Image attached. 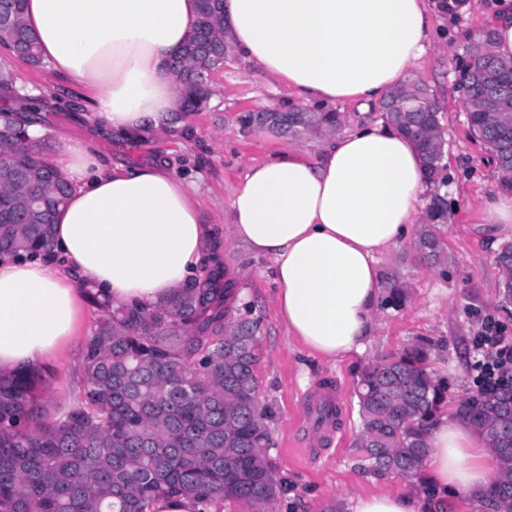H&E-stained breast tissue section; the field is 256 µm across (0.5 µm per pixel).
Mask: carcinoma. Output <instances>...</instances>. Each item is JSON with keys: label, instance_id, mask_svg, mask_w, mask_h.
Listing matches in <instances>:
<instances>
[{"label": "carcinoma", "instance_id": "cac0c4a2", "mask_svg": "<svg viewBox=\"0 0 512 512\" xmlns=\"http://www.w3.org/2000/svg\"><path fill=\"white\" fill-rule=\"evenodd\" d=\"M224 0H198L197 23L168 61L180 93V112H200L211 71L224 65ZM4 46L32 68L45 65L25 19L24 0H0ZM512 59L497 56L487 31L456 57L455 89L466 93L469 128L490 151L499 187L512 191ZM405 112H382L385 121L420 152L430 200L418 239L420 257L446 263L435 233L448 223L445 142L429 90L412 84ZM301 119L328 130L338 112H303ZM0 161L20 176L0 173V259L51 256L53 216L69 195L62 172L43 156L18 119L0 112ZM496 262L503 295L512 297V243ZM217 266L163 304L145 309L112 307L87 337L80 366L82 387L60 421L45 418L46 375L18 372L0 377V512H147L163 496L194 500L208 512L217 500H243L267 512L282 481L272 458L270 410L258 403L255 366L260 359L258 323L231 317L235 288ZM406 300L395 279L385 305ZM434 344L416 341L367 366L358 381L364 469L420 474L426 434L441 411L445 386L430 368ZM512 397L498 391L463 398L458 416L486 439L512 424ZM496 475L474 497L494 512H512V449L496 453Z\"/></svg>", "mask_w": 512, "mask_h": 512}]
</instances>
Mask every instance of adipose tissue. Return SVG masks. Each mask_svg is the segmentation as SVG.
Here are the masks:
<instances>
[{"label": "adipose tissue", "mask_w": 512, "mask_h": 512, "mask_svg": "<svg viewBox=\"0 0 512 512\" xmlns=\"http://www.w3.org/2000/svg\"><path fill=\"white\" fill-rule=\"evenodd\" d=\"M46 61L92 88L112 133L164 126L179 106L166 69L197 0H26ZM430 0H224L236 52L284 82L291 104L381 103L431 47ZM319 156L284 151L251 165L231 200V235L272 260L277 313L328 361L363 352L382 297L379 262L422 223L420 155L388 125L325 134ZM57 167L70 183L51 258L0 261V375L46 368L73 342L85 285L113 305L151 308L201 273L213 231L191 184L165 163L116 168L80 145ZM423 497L357 498L354 512H426L429 500L488 485L496 458L466 420L429 428Z\"/></svg>", "instance_id": "adipose-tissue-1"}]
</instances>
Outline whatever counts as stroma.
Listing matches in <instances>:
<instances>
[{
  "mask_svg": "<svg viewBox=\"0 0 512 512\" xmlns=\"http://www.w3.org/2000/svg\"><path fill=\"white\" fill-rule=\"evenodd\" d=\"M487 14L473 2L459 17L440 15L434 26L435 42L410 76L429 89L444 129L451 218L438 226L437 233L448 265L442 272L428 268L412 237L393 248L380 263L381 273L396 277L408 299L399 307L380 306L366 350L336 363L313 357L288 336L277 318V285L270 259L234 241L228 231V203L250 165L286 149L304 158L319 151L310 134L241 130L237 122L241 111H266L282 102L280 84L232 54L212 74V93L203 111L173 113L165 129L129 138L100 127L89 88L61 76L51 65L30 68L0 47V72L11 75L14 87L12 94H0V110L19 113L38 106L37 117L46 130L42 150L47 160L55 159L61 143L84 144L95 147L110 165L144 167L163 159L173 173L195 182V197L220 240L224 278L236 288L235 307L260 323L258 396L271 410L272 455L283 481V492L269 512H326L334 502L341 504L342 512H353L360 496L418 492V481L373 474L360 463L354 390L361 371L416 340H431L435 350L430 367L448 386V402L442 407L447 414L453 403L475 391L479 374L475 336L490 324L512 338V301L502 300V274L496 263L501 246L512 242V224H490L484 218V201L497 189V170L489 151L472 136L453 85L455 55L467 37L487 31ZM73 356L72 347H64L52 366L49 418L65 416L74 404L80 383ZM329 380L340 385L341 414L327 433L311 429L300 399ZM306 448L311 456H303Z\"/></svg>",
  "mask_w": 512,
  "mask_h": 512,
  "instance_id": "stroma-1",
  "label": "stroma"
}]
</instances>
